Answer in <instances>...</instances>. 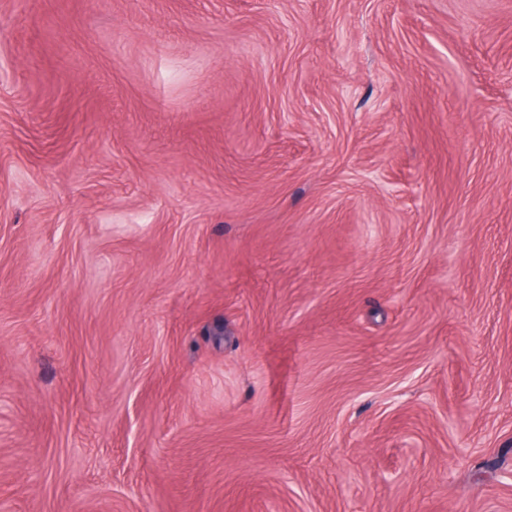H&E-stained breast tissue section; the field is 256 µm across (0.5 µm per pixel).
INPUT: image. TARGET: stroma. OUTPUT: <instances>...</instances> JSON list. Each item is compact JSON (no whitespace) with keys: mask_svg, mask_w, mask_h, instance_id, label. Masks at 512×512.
<instances>
[{"mask_svg":"<svg viewBox=\"0 0 512 512\" xmlns=\"http://www.w3.org/2000/svg\"><path fill=\"white\" fill-rule=\"evenodd\" d=\"M0 512H512V0H0Z\"/></svg>","mask_w":512,"mask_h":512,"instance_id":"1","label":"stroma"}]
</instances>
